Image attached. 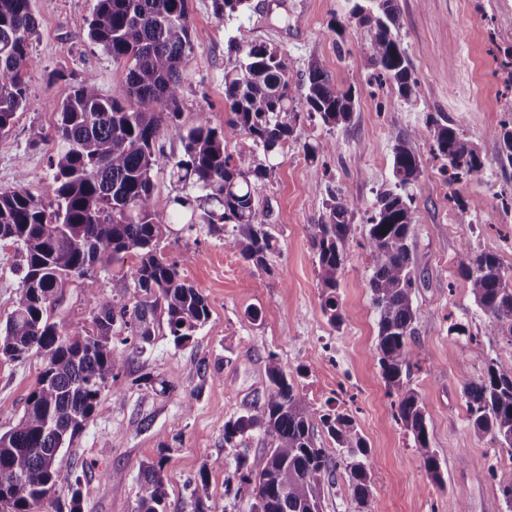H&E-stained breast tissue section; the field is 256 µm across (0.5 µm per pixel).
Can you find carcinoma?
Segmentation results:
<instances>
[{"mask_svg": "<svg viewBox=\"0 0 512 512\" xmlns=\"http://www.w3.org/2000/svg\"><path fill=\"white\" fill-rule=\"evenodd\" d=\"M246 3L214 0L227 21ZM352 15L365 27L371 64L397 85L405 103L415 105L416 82L394 34L396 0H355ZM36 27L31 0H0V135L10 132L16 113L29 103V47ZM87 36L113 61L124 63L123 80L104 96L88 75L57 106L49 199L30 194L23 174L18 186L0 190V243L11 242L23 253L20 291L0 326V357L34 353L45 361L23 414L0 433V474L16 473L22 480L19 487L0 481V512H34L62 488L70 494L68 512H81L79 478L56 465L59 451L100 410L103 391L129 355L144 351L151 341L158 308L177 345L189 342L208 320L205 297L181 275L188 257L169 261L158 253L175 220L171 204L185 208L192 199L154 195V172L169 169L198 192L195 200L211 206L205 212L210 230L234 225L235 231L224 236V248L241 255L245 274L270 273L275 225L258 196L274 169L271 159L283 143L301 138L305 120L316 117L335 128L350 123L355 109L352 90H337L319 60H310L307 77L296 81L286 52L262 44L244 48L230 40L233 66L224 71L229 117L218 129L209 113H198L182 137V157L173 161L156 150V141L165 123L178 117L182 74L193 50L188 0H96ZM299 104L306 111L297 110ZM426 130L453 179L481 170L477 150L454 123L433 118ZM416 136H404L392 149L394 183L378 194L365 239L381 376L388 393H397L396 421L412 435L431 482L442 486L425 407L403 377L415 357L410 340L417 315L412 301L416 273L408 240L416 211L408 189L422 173V158L412 146ZM241 137L251 140L249 150L228 151ZM303 150L315 161L335 151L336 143L315 139L304 142ZM356 209L355 201L333 195L323 220L307 225L322 310L335 327L344 323L337 288ZM127 254L139 257L125 273L132 284L128 299L115 302L97 295V274ZM461 270L476 305L512 343V268L486 253ZM78 280L87 287L86 307L69 310L71 329L65 330L48 309L60 304L66 288ZM267 376V391L224 422V447H240L253 431L270 445L257 471L244 455H235L238 483L251 489V512H322L324 487L337 464L314 442L315 411L273 356ZM464 393L474 432L512 452V375L491 365L481 381L466 384ZM321 422L340 448L349 489L367 507L373 463L366 441L344 413H325ZM165 464L162 454L142 469L134 512H166ZM194 492L198 512H218L202 501L208 495L204 469Z\"/></svg>", "mask_w": 512, "mask_h": 512, "instance_id": "obj_1", "label": "carcinoma"}]
</instances>
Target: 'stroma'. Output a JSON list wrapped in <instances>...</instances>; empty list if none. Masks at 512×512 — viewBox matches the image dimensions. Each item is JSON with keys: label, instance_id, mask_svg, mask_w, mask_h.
<instances>
[{"label": "stroma", "instance_id": "1", "mask_svg": "<svg viewBox=\"0 0 512 512\" xmlns=\"http://www.w3.org/2000/svg\"><path fill=\"white\" fill-rule=\"evenodd\" d=\"M95 0H32L38 28L31 42L34 74L29 104L11 132L0 137V189L24 184L47 194L48 157L55 142L56 107L86 74L111 95L124 71L86 35ZM353 0H249L232 21L216 14L214 0H189L193 52L183 71L179 118L167 125L158 148L172 159L183 154L182 137L198 113L222 127L227 42L287 50L294 77L319 59L336 88L353 90L349 124H305V139H333L336 153L307 160L301 142L289 141L260 191L273 209L277 249L273 274L243 271L240 254L207 225L180 227L160 245L170 259L187 257L184 280L209 307L207 322L192 339L175 345L165 314L143 353L131 355L102 394L105 410L57 457L60 468L80 478L82 512H134L143 464L166 454L167 512H196L192 495L200 471L208 473L210 500L226 512H251L248 494L234 496L224 483L235 473L224 423L242 414L268 386L269 355L315 411L344 404L373 461L369 512H506L499 484L512 481V451L477 437L468 423L466 381H479L488 366L512 374V344L497 335L476 305L460 273L482 253L512 268V159L491 129L512 119V0H397L401 42L417 78L416 106L402 103L395 85L379 81L371 50L351 15ZM448 117L476 148L479 175L446 183L424 129L429 118ZM419 130L414 145L423 172L413 189L417 222L410 232L420 281L412 343L419 348L408 382L427 417L430 446L445 479L428 478L410 437L396 422L376 357L377 318L368 286L371 274L364 226L378 194L392 176V147ZM357 200L347 259L337 295L345 315L332 327L316 288L317 267L306 227L320 223L331 195ZM465 204L466 223L457 220ZM22 262L16 245L0 244V320L19 292ZM462 324L464 333L452 332ZM44 360L0 358V432L22 415ZM329 389L318 391L324 374Z\"/></svg>", "mask_w": 512, "mask_h": 512}]
</instances>
